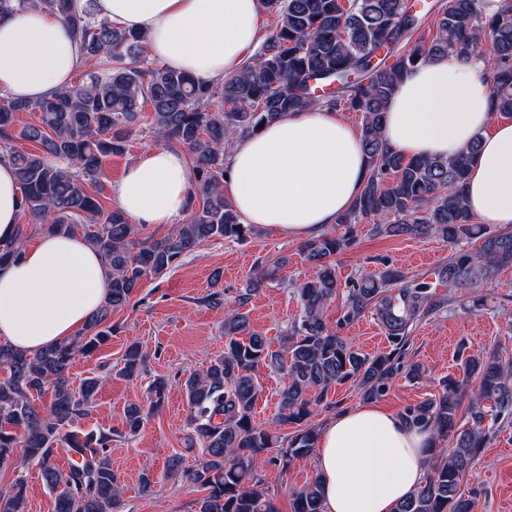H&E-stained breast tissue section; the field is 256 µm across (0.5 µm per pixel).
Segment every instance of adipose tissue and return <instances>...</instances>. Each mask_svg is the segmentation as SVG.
Instances as JSON below:
<instances>
[{"instance_id": "obj_1", "label": "adipose tissue", "mask_w": 512, "mask_h": 512, "mask_svg": "<svg viewBox=\"0 0 512 512\" xmlns=\"http://www.w3.org/2000/svg\"><path fill=\"white\" fill-rule=\"evenodd\" d=\"M99 19L144 32L149 58L206 83L236 72L258 49L259 0H96ZM80 52L66 24L36 7L0 18V93L37 102L69 85ZM491 61L475 53L432 59L391 98L383 137L405 157L453 158L479 149L465 189L469 210L512 228V121L491 110ZM224 193L242 223L286 238L317 236L349 210L366 181L360 137L336 113L315 109L234 141ZM195 170L179 149H144L113 186L133 223L170 224L187 213ZM22 221L17 176L0 163V239ZM102 256L78 236L43 235L0 269V341L36 353L73 338L102 303ZM428 431L401 413L362 403L319 431L316 466L325 512H393L423 481Z\"/></svg>"}]
</instances>
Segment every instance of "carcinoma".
<instances>
[{
    "label": "carcinoma",
    "instance_id": "cac0c4a2",
    "mask_svg": "<svg viewBox=\"0 0 512 512\" xmlns=\"http://www.w3.org/2000/svg\"><path fill=\"white\" fill-rule=\"evenodd\" d=\"M274 19L257 54L220 83L145 61L147 36L97 20L94 0L82 10L73 0H0V17L38 6L61 18L77 40L87 69L52 97L30 104L0 95V162L16 170L23 223L15 238L0 242V266L16 260L35 234L76 235L105 260V297L82 331L34 354L0 345V464L23 449L39 464L54 494L55 512H122V490L108 448L112 430L79 428L105 382L74 387L69 370L79 355L90 356L112 337V312L127 306L142 281L160 278L203 242L243 241V224L224 198L226 150L236 138L290 113L319 107L362 115L359 136L368 162L363 191L336 218L335 232L301 244L316 277L298 288L301 310L286 338L284 353L250 328L240 310L276 267L261 266L238 296L239 307L224 314V353L184 387L191 413L189 429L201 445L194 469L182 458L167 475L205 492L196 512H278L258 476L268 461L285 471L315 455L318 431L308 425L334 385L354 386L365 401L383 396L400 374L425 378L418 363H405L413 328L439 312V288L496 286L497 272L512 267V231L478 224L464 202L466 175L476 146L453 159H408L390 148L382 127L387 104L406 73L427 60L454 54L465 58L490 45L497 66L491 111L512 118V0L487 15L482 0H260ZM436 23L432 41L412 38L428 17ZM149 115H143L144 109ZM21 112L38 121L17 126ZM149 135L177 145L190 156L196 175L188 195L187 220L161 238L144 236L118 209L99 201L105 159L122 155L131 138ZM39 145L36 151L17 145ZM372 222L375 235H434L452 253L431 275L416 279L388 266L364 269L346 285L337 325L370 313L382 326L388 350L366 354L325 320L327 304L341 283L335 256L353 248L358 226ZM479 249L456 248L465 238ZM147 354L131 343L122 374L140 372ZM282 374L279 422L297 426L286 444L276 429L254 423L261 368ZM468 402L467 420L458 416ZM406 421L429 430L431 454L422 483L394 512H474V497L462 488L498 423H512V362L495 352L462 358V374L442 390L403 410ZM148 413L132 403L123 427L134 435ZM277 448L276 456L267 453ZM76 458L69 470L56 463L60 450ZM26 484L17 477L0 491V512H24ZM291 512H324L319 477L291 494Z\"/></svg>",
    "mask_w": 512,
    "mask_h": 512
}]
</instances>
